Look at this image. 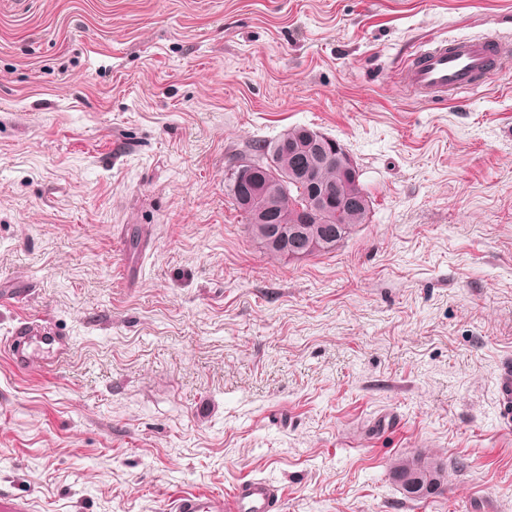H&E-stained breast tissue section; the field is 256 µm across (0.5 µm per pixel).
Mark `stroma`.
<instances>
[{
	"mask_svg": "<svg viewBox=\"0 0 512 512\" xmlns=\"http://www.w3.org/2000/svg\"><path fill=\"white\" fill-rule=\"evenodd\" d=\"M512 0H0V498L170 512L261 478L281 512H512V70L409 95L427 40ZM308 126L371 200L274 260L227 171ZM72 339L18 370L19 318ZM438 458L415 501L393 473ZM462 469H454V462ZM499 413L508 424L512 418V362L501 365L495 376Z\"/></svg>",
	"mask_w": 512,
	"mask_h": 512,
	"instance_id": "1",
	"label": "stroma"
}]
</instances>
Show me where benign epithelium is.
<instances>
[{"instance_id": "benign-epithelium-1", "label": "benign epithelium", "mask_w": 512, "mask_h": 512, "mask_svg": "<svg viewBox=\"0 0 512 512\" xmlns=\"http://www.w3.org/2000/svg\"><path fill=\"white\" fill-rule=\"evenodd\" d=\"M304 143L302 161L299 166L292 170V177L305 182L308 186V209L303 213L302 222L297 225L293 232V236L305 240V251L300 253L288 251V258L290 259L310 257L320 249L317 236H310L304 231L307 225L313 223L314 213L320 211L332 200L336 201V206L340 210L355 202L353 197L333 199L331 187L321 185L316 181V170L325 164L334 163L354 182L357 181L359 175L353 156L337 140L327 137L319 131H308L305 134ZM232 174H234V188L240 205L250 208L255 204V200L259 198L266 199V203L255 210L253 223L265 225L264 235L270 238L272 244L278 247L282 246L281 230L277 225L270 223V215L274 209L272 201L275 196L270 184L259 180L255 176L252 165L245 160L235 165Z\"/></svg>"}]
</instances>
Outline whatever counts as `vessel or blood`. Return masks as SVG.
Masks as SVG:
<instances>
[{
    "instance_id": "vessel-or-blood-1",
    "label": "vessel or blood",
    "mask_w": 512,
    "mask_h": 512,
    "mask_svg": "<svg viewBox=\"0 0 512 512\" xmlns=\"http://www.w3.org/2000/svg\"><path fill=\"white\" fill-rule=\"evenodd\" d=\"M512 67V44L493 36H451L427 43L401 73L403 86L425 101H452L464 92L483 88L492 77ZM72 343L66 336L46 335L34 322L20 323L13 330L9 354L13 365L25 369L37 364L51 370L70 356ZM495 386L499 413L512 418V362L501 365ZM275 487L263 479L237 483L218 492H181L173 512H278Z\"/></svg>"
}]
</instances>
